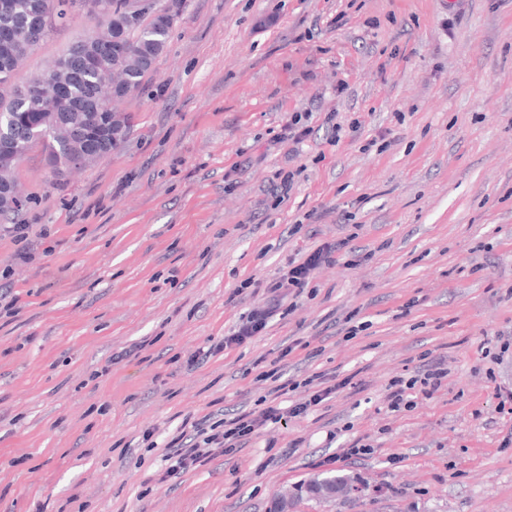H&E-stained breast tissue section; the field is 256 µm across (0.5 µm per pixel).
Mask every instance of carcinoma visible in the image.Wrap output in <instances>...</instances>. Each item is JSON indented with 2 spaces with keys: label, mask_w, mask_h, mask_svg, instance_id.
Instances as JSON below:
<instances>
[{
  "label": "carcinoma",
  "mask_w": 512,
  "mask_h": 512,
  "mask_svg": "<svg viewBox=\"0 0 512 512\" xmlns=\"http://www.w3.org/2000/svg\"><path fill=\"white\" fill-rule=\"evenodd\" d=\"M11 2L9 11H0V30L20 25L40 29L42 15L47 11L54 14L56 25L61 26L75 13L78 0ZM111 3L112 27L107 36L73 43L48 69L26 81L24 88L39 97L53 83L68 86L65 97L49 110L38 112L20 106V98L15 96L19 85L13 81L17 67L41 40L24 44L0 40V121L8 127V134L0 136V156L13 139L27 133L32 123L47 131L39 143L53 167L63 156L82 154L87 162L106 156L120 142L112 140L108 130L96 133L90 125L91 118L103 111L105 105L109 106L111 118L120 122L121 139H126L130 118L117 108V103L134 93L152 71L166 48L177 14L148 15L131 24L125 16L127 0H111ZM353 488L349 478L335 475L311 480L304 486V492L312 499L327 500Z\"/></svg>",
  "instance_id": "obj_1"
}]
</instances>
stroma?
Segmentation results:
<instances>
[{"instance_id": "35a3bbf8", "label": "stroma", "mask_w": 512, "mask_h": 512, "mask_svg": "<svg viewBox=\"0 0 512 512\" xmlns=\"http://www.w3.org/2000/svg\"><path fill=\"white\" fill-rule=\"evenodd\" d=\"M96 30L73 16L18 80ZM119 108L111 154L57 177L37 144L15 171L0 512H270L337 473L355 491L290 512H512V357L482 353L512 330V0H183ZM334 241L262 335L211 352L290 258ZM434 358L443 387L389 412L390 383ZM262 360L345 386L164 477L185 422L257 408Z\"/></svg>"}]
</instances>
